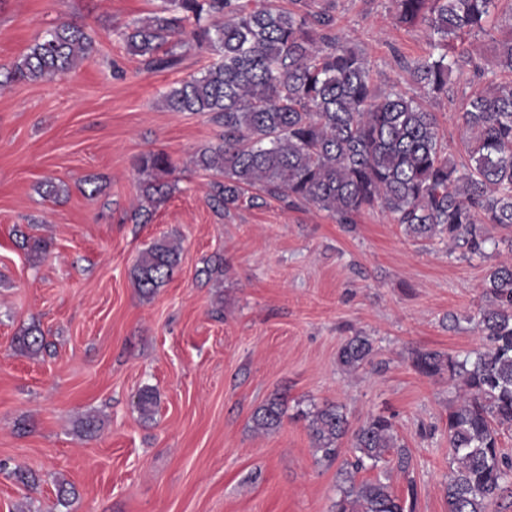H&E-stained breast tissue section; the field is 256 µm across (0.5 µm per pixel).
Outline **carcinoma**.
<instances>
[{
    "mask_svg": "<svg viewBox=\"0 0 512 512\" xmlns=\"http://www.w3.org/2000/svg\"><path fill=\"white\" fill-rule=\"evenodd\" d=\"M146 19L124 27L129 54L149 69L174 65L176 49L194 44L219 61L182 81L162 97L173 112L206 114L224 125L223 142L202 150L195 166L222 177L209 199L224 214L256 188L288 206L300 203L327 212L340 224L378 207L418 240H448L469 256L498 248L492 226H512V79L491 82L465 97L462 120L468 161L459 165L438 137V120L395 85L378 90L368 59L336 33L329 11H312L307 0L279 8L264 0H163ZM498 0H392L395 19L423 25L437 36L436 53L405 63L426 94L448 93L450 78L466 86L469 54L458 45L486 32ZM94 41L84 27L62 22L38 38L21 60L0 72V87L16 80H55L91 59ZM495 67L512 75V23L500 41ZM138 169L152 179L142 187L149 203L168 191L162 177L173 166L163 151L139 158ZM180 251L162 239L142 252L131 270L136 288L150 296L173 275ZM476 328L482 347L462 357L417 351L412 365L425 376L448 374L462 384V399L448 412L451 472L448 512H489L495 495L512 484V461L500 450V433L512 428V262L489 273ZM32 356L46 348L42 331L30 327L15 339ZM371 340L352 336L340 347L339 365L356 370L369 362ZM156 393L137 397L141 415L151 416ZM283 401L259 408L257 430L278 428ZM316 451L333 462L338 441L349 431L343 408L327 404L308 414ZM354 471L374 469L395 453L396 469L410 473L411 454L398 443L393 423L369 417L352 434ZM411 507L381 479L350 483L336 512H409Z\"/></svg>",
    "mask_w": 512,
    "mask_h": 512,
    "instance_id": "carcinoma-1",
    "label": "carcinoma"
}]
</instances>
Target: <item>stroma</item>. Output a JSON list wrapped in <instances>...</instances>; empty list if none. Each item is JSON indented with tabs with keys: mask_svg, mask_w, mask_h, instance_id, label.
<instances>
[{
	"mask_svg": "<svg viewBox=\"0 0 512 512\" xmlns=\"http://www.w3.org/2000/svg\"><path fill=\"white\" fill-rule=\"evenodd\" d=\"M363 53L380 91L417 88L401 63L427 56L424 26L394 20L392 0H314ZM162 0H0V66L36 37L73 21L96 52L67 76L17 81L0 91V512H335L352 441L321 460L304 412L342 406L351 428L391 418L412 455L409 474L388 463L358 480L388 475L414 512H448V408L459 391L447 376L412 366L419 350L462 356L480 348L472 321L491 269L512 255V228L487 258H463L436 240L422 244L380 209L345 226L312 206L263 197L218 215L207 194L212 172L192 163L222 143L208 116L171 112L166 90L214 63L216 54L180 49L165 71L146 69L118 35ZM495 25L472 48L477 72L496 56ZM464 88L427 98L448 154L465 161ZM166 152L171 193L147 222L133 218L146 176L137 159ZM53 180L57 195L44 194ZM49 242L47 253L22 237ZM179 244L172 278L149 298L130 270L155 240ZM221 271L206 273L209 264ZM39 327L45 352L27 356L14 339ZM361 334L374 353L354 372L337 353ZM158 396L152 419L138 393ZM284 402L282 424L256 430L254 412ZM96 417L100 430L79 434ZM35 473L36 486L13 475ZM72 488L67 500L59 487Z\"/></svg>",
	"mask_w": 512,
	"mask_h": 512,
	"instance_id": "35a3bbf8",
	"label": "stroma"
}]
</instances>
